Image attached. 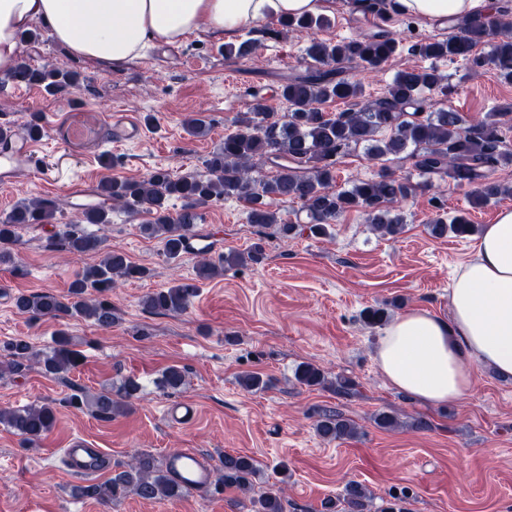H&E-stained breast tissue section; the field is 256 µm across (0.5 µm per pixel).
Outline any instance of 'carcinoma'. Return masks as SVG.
<instances>
[{"instance_id": "1", "label": "carcinoma", "mask_w": 512, "mask_h": 512, "mask_svg": "<svg viewBox=\"0 0 512 512\" xmlns=\"http://www.w3.org/2000/svg\"><path fill=\"white\" fill-rule=\"evenodd\" d=\"M326 19L310 16L281 19L283 30H312ZM459 33L443 40H425L411 47L414 56L437 60L463 57L480 64L473 55L475 48L486 42L491 31H497L492 62L499 76L512 83V11L496 9L493 24L484 18H467L457 23ZM399 43L384 29L362 33L339 43L313 39L307 48L308 57L316 67L288 79L280 86L279 99L286 106L283 113L260 101L245 113L236 129L224 135V143L204 161L205 171L181 177L165 169H156L141 180L103 179L97 194L109 201V207L86 209L81 220L66 225L60 239L61 250L72 255L99 253L98 263L86 267L69 283L67 293H20L14 297L15 307L33 320L52 319L63 325L73 317L91 321L100 328H110L120 320L112 305V289L125 280L143 278L148 270L134 264L118 250H106L103 241L82 228V224H108L109 213L123 209L144 213L149 220L139 230L163 243L164 253L176 259L186 250V242L197 235L203 220L202 208L212 202L235 198L244 203L248 223L271 228L281 238L292 237L304 230L314 235L330 234L331 224L349 211L367 214L373 230L383 236L398 237L405 230L404 218L395 208L429 186L438 176L458 185L473 187L472 207H482L502 195H512V187L491 179L502 167L512 166V152L504 148L500 124L509 112H491L482 121L467 123L462 113L452 108L427 111L424 94L443 87L444 77L434 66L408 65L401 69L384 94L374 100L364 99L363 85L340 76L333 67L343 61L359 62L376 68L389 60ZM14 84L40 85L51 92L61 91L76 83V76L60 69L32 67L26 57L19 56L8 75ZM354 102L356 109L330 116L323 105L335 101ZM362 146L370 159L380 162L377 174L361 180L349 189L338 190L336 164L351 149ZM410 162L415 175L401 177L387 166L391 160ZM274 169L272 175L266 168ZM422 181H414V177ZM181 201L176 212L169 201ZM291 200L301 204L309 220L307 227L283 221L277 204ZM66 202L59 197H35L17 203L0 220V261L11 256L10 246L16 242L18 229L52 219ZM437 238L452 234L466 237L477 232L465 214L450 218L440 214L429 225ZM263 259L260 249L240 252L233 249L217 260L202 252L197 274L201 280L224 275V269L257 264ZM198 287L177 282L152 292L142 299L143 308L154 315L180 314L187 310ZM390 314L383 307H369L361 319L369 327L384 325ZM0 352L8 357L0 363V376L8 372L20 374L37 365L47 375L64 378L76 369L81 355L70 346L68 335L60 330L55 346L45 353L33 350L24 339L0 344ZM298 384L324 387V371L312 363H303L295 370ZM158 385L164 390L178 391L185 385V372L178 366L166 368ZM141 385L127 378L117 393L104 390L96 394H73L69 404L88 407L102 419L127 412L130 399ZM56 410L48 402L32 403L16 409L0 410V426L34 445L52 430ZM318 435L328 441L354 439L359 435L356 423L339 411L323 410L315 423ZM259 472L257 460L240 453H226L220 459L216 486L241 494L252 491L253 479ZM185 488L172 481L158 459L149 452H140L111 477L78 489L82 497L109 505L131 493L143 500H173ZM282 489L272 488L257 499H250L254 512H284ZM373 497L367 487L348 481L336 498L327 499L324 512H370Z\"/></svg>"}]
</instances>
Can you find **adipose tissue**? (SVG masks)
Returning a JSON list of instances; mask_svg holds the SVG:
<instances>
[{
  "label": "adipose tissue",
  "mask_w": 512,
  "mask_h": 512,
  "mask_svg": "<svg viewBox=\"0 0 512 512\" xmlns=\"http://www.w3.org/2000/svg\"><path fill=\"white\" fill-rule=\"evenodd\" d=\"M494 0H388L409 17L446 21L485 17ZM322 0H0V73L21 51L33 24L48 28L73 55L121 64L151 43L182 45L198 31L233 39L248 24L313 15ZM443 319L413 310L383 329L376 361L394 387L428 405L466 396L475 368L512 378V209L484 225L476 255L457 273Z\"/></svg>",
  "instance_id": "1"
}]
</instances>
